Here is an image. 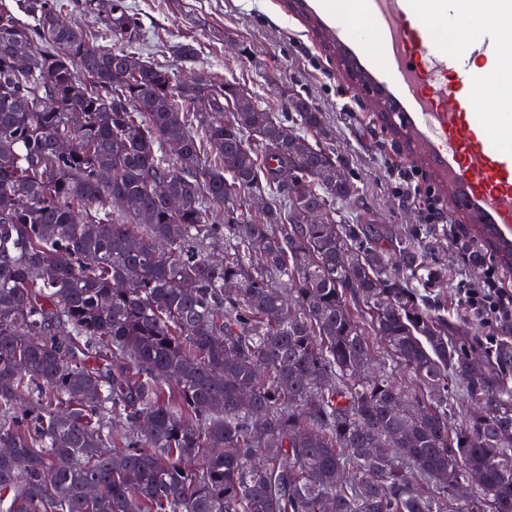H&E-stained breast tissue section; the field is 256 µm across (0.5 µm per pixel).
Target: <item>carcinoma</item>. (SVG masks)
Instances as JSON below:
<instances>
[{
  "label": "carcinoma",
  "instance_id": "carcinoma-1",
  "mask_svg": "<svg viewBox=\"0 0 512 512\" xmlns=\"http://www.w3.org/2000/svg\"><path fill=\"white\" fill-rule=\"evenodd\" d=\"M15 6L0 8V512H512V337L471 364L421 292L432 280L406 283L427 263L417 236L295 223L285 166L308 205L354 200L304 135H327L323 113L300 94L289 125L256 100L225 111L239 86L144 60L119 0L95 7L126 49L56 0ZM59 5L63 14L86 29L97 43L114 48L127 47L99 23L96 11L92 9L94 6H89L86 0H59Z\"/></svg>",
  "mask_w": 512,
  "mask_h": 512
}]
</instances>
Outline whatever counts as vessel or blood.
<instances>
[{"label":"vessel or blood","instance_id":"1","mask_svg":"<svg viewBox=\"0 0 512 512\" xmlns=\"http://www.w3.org/2000/svg\"><path fill=\"white\" fill-rule=\"evenodd\" d=\"M366 2L392 60L387 75L367 72V85L388 91L406 117L408 133L427 146L447 176L450 192L468 207L475 227L502 252L512 251V146L489 141L457 95L456 85L474 82L465 61L443 49L435 23L410 14L408 0ZM300 10L314 15L354 65L364 69L358 39L337 26L329 12L319 10L318 0H303ZM443 72L454 75L455 86L438 84ZM424 74L431 79L425 90L418 86Z\"/></svg>","mask_w":512,"mask_h":512}]
</instances>
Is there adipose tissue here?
Wrapping results in <instances>:
<instances>
[{"label":"adipose tissue","instance_id":"adipose-tissue-1","mask_svg":"<svg viewBox=\"0 0 512 512\" xmlns=\"http://www.w3.org/2000/svg\"><path fill=\"white\" fill-rule=\"evenodd\" d=\"M413 12L449 25L456 52L487 31L497 34L499 55L470 58L469 69L485 103L484 131L512 144V0H414Z\"/></svg>","mask_w":512,"mask_h":512}]
</instances>
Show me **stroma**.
I'll use <instances>...</instances> for the list:
<instances>
[{
    "mask_svg": "<svg viewBox=\"0 0 512 512\" xmlns=\"http://www.w3.org/2000/svg\"><path fill=\"white\" fill-rule=\"evenodd\" d=\"M139 18L143 37L136 51L146 60L168 65L176 77L205 72L239 83L279 119L289 116V95L308 97L323 112L327 135L310 134L311 142L333 149L352 177L358 200L340 205L336 215L345 224H390L420 230V216L398 190L391 164L414 171L421 190L436 192L439 204L460 238L475 241L469 216L442 193L441 176L427 161L425 145L397 134L374 104L371 89L351 80L345 57L309 16L288 8L285 0H121ZM194 43L197 54L184 60L174 48ZM428 254L426 269L411 276L410 286L441 278L427 288L429 301L445 309L448 321L465 326L468 341L480 345L488 336H512L502 328L466 319L458 306V278L479 280L482 269L462 265L458 248L438 230H421Z\"/></svg>",
    "mask_w": 512,
    "mask_h": 512,
    "instance_id": "35a3bbf8",
    "label": "stroma"
}]
</instances>
